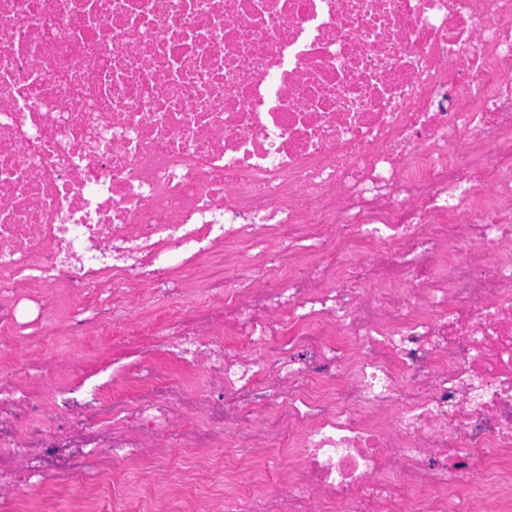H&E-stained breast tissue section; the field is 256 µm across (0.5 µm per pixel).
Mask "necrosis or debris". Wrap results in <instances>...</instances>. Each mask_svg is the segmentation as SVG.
I'll use <instances>...</instances> for the list:
<instances>
[{"instance_id":"necrosis-or-debris-1","label":"necrosis or debris","mask_w":512,"mask_h":512,"mask_svg":"<svg viewBox=\"0 0 512 512\" xmlns=\"http://www.w3.org/2000/svg\"><path fill=\"white\" fill-rule=\"evenodd\" d=\"M25 291L178 372L83 399ZM0 334V512L179 448L142 512H512V0H0ZM192 457L191 454H184V457L176 463L171 462L172 470L170 471L163 460L158 457H149L142 460L139 464L131 465L125 471L126 483L129 486L128 496L135 499L140 490L145 477H149L154 485V489L158 494H164L172 485L180 481L186 482L187 479L192 480L190 485L197 489L198 492L209 490V486L216 483L203 473L190 468L185 461Z\"/></svg>"}]
</instances>
